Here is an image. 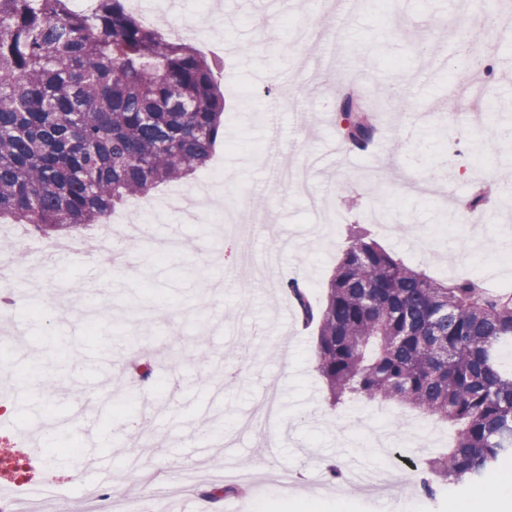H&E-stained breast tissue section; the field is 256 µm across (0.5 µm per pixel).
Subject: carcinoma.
Returning <instances> with one entry per match:
<instances>
[{
    "label": "carcinoma",
    "mask_w": 512,
    "mask_h": 512,
    "mask_svg": "<svg viewBox=\"0 0 512 512\" xmlns=\"http://www.w3.org/2000/svg\"><path fill=\"white\" fill-rule=\"evenodd\" d=\"M0 0V219L49 237L79 234L119 204L205 164L224 134L223 61L160 27L125 0ZM344 136L365 148L374 113L398 99L346 97ZM298 321L317 327L315 363L332 404L391 401L459 424L456 445L413 471L460 486L512 461V292L471 277L437 282L355 230L326 288L311 303L283 283Z\"/></svg>",
    "instance_id": "cac0c4a2"
}]
</instances>
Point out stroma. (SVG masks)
Here are the masks:
<instances>
[{
    "label": "stroma",
    "instance_id": "35a3bbf8",
    "mask_svg": "<svg viewBox=\"0 0 512 512\" xmlns=\"http://www.w3.org/2000/svg\"><path fill=\"white\" fill-rule=\"evenodd\" d=\"M205 32L189 30L185 42H233L242 53L224 56V136L211 166L222 167L219 194L225 207L254 210L253 248L264 253L282 245L279 275L263 279L243 265L234 244L239 229H219L205 215L188 217L157 209L144 220L146 234L132 244L134 257L116 268L103 259L26 252L0 264L7 277L27 273L32 292L44 295L62 281L106 283L104 300L112 320L87 333L65 298L54 301L50 319L27 313L24 321L0 320V388L23 390L32 399L27 418L40 427V445L63 448L69 461L54 462L38 477L69 490L68 495L29 502V512H87L83 491L93 483L112 489V512L136 502L139 512H179L180 492L189 489L199 512H386L380 500L357 490L352 471L386 462L372 448L373 435L388 437L403 453L393 494L412 512H462L487 492L512 512V488L496 479L442 488L425 502L409 480L419 453L447 451L452 429L430 421L426 450H419V414L383 401L331 405L314 363L316 327H303L283 290V278L313 283L321 303L327 283L347 245L351 225L363 227L381 246L438 280L479 272L492 290H512V264L500 261L512 249V146L498 139L512 129V45L484 55L480 81L497 102L493 112L463 102L438 107L455 72L466 61L452 29L431 30L432 20L456 19L460 0H355L338 38L298 44L288 29L323 15L325 0H299L296 9L278 0H210ZM278 23L266 39L257 21ZM333 55L341 83L310 70L308 59ZM394 88L404 108L377 115V138L368 150L347 144L335 105L345 86L372 99L376 85ZM288 95L296 109L274 107ZM271 155L312 167L325 223H313L305 202L278 183L265 160ZM493 181L497 196L484 207L478 226L461 222L460 212L475 188ZM176 239L174 261L160 258L158 242ZM252 286L249 298L241 287ZM152 363L154 376L139 391L127 381L112 384V413L100 418L74 410L73 391L97 392L101 383L85 373L90 356L123 364L130 354ZM41 373L46 385L28 378ZM275 392L280 419L269 428L278 446L270 454L255 437L240 431L238 419L264 393ZM96 448L112 454L110 476L86 474V429ZM344 477L332 479L329 465ZM242 469L251 483L211 502L206 489L227 486V471Z\"/></svg>",
    "mask_w": 512,
    "mask_h": 512
}]
</instances>
